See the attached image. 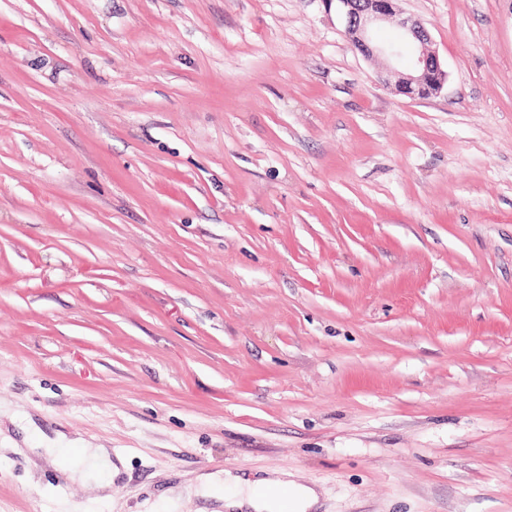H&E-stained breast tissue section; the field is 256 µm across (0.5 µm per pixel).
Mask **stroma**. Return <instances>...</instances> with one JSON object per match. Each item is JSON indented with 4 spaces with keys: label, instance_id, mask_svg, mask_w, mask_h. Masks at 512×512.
<instances>
[{
    "label": "stroma",
    "instance_id": "35a3bbf8",
    "mask_svg": "<svg viewBox=\"0 0 512 512\" xmlns=\"http://www.w3.org/2000/svg\"><path fill=\"white\" fill-rule=\"evenodd\" d=\"M399 7L428 100L324 0H0V512H512V0ZM335 2L341 15L345 34L352 46L364 57L382 56L389 65L379 79L384 86L412 99H429L444 89L448 73L438 55L430 50L431 37L423 25L411 17H399L398 26L403 34L402 46L380 44L373 40L372 30L381 21L396 17L397 0H325ZM411 51L407 72L396 69L402 49ZM392 78L394 81H392ZM81 456L92 468L99 470L104 480L99 483V487L106 489L112 485V479L117 473V469L112 464V458L107 448H79ZM287 477V473H278L244 478L224 472L223 480L203 476L199 491L204 496L223 499L226 512H283L279 499L271 493L282 489L291 495V512H309L317 500L315 490L298 485Z\"/></svg>",
    "mask_w": 512,
    "mask_h": 512
}]
</instances>
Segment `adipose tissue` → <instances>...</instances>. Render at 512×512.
Instances as JSON below:
<instances>
[{"label":"adipose tissue","mask_w":512,"mask_h":512,"mask_svg":"<svg viewBox=\"0 0 512 512\" xmlns=\"http://www.w3.org/2000/svg\"><path fill=\"white\" fill-rule=\"evenodd\" d=\"M291 495L290 512H310L317 500L314 489L289 480L278 473L245 478L225 474L224 477H202L200 490L204 496L223 501L226 512H283L276 496L278 490Z\"/></svg>","instance_id":"1"}]
</instances>
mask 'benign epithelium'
<instances>
[{
  "label": "benign epithelium",
  "instance_id": "benign-epithelium-1",
  "mask_svg": "<svg viewBox=\"0 0 512 512\" xmlns=\"http://www.w3.org/2000/svg\"><path fill=\"white\" fill-rule=\"evenodd\" d=\"M336 5L345 34L363 56L383 57L388 65L379 75L384 86L412 99H429L444 89L448 73L438 55L430 50L431 37L423 25L410 17H398L403 46L380 44L373 40L374 26L397 17L396 0H327Z\"/></svg>",
  "mask_w": 512,
  "mask_h": 512
}]
</instances>
